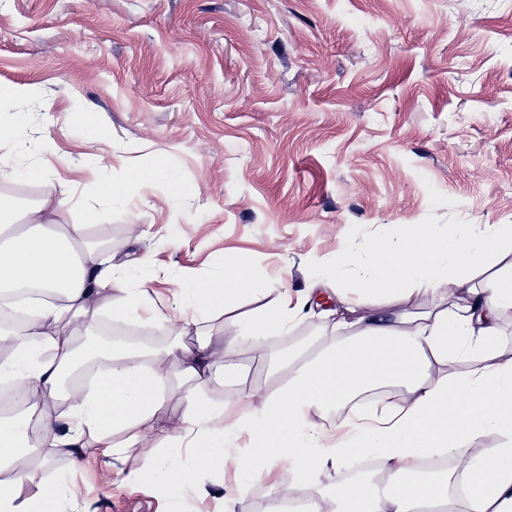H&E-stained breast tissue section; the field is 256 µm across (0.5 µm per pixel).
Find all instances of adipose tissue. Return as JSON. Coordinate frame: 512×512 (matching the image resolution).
<instances>
[{"instance_id":"1","label":"adipose tissue","mask_w":512,"mask_h":512,"mask_svg":"<svg viewBox=\"0 0 512 512\" xmlns=\"http://www.w3.org/2000/svg\"><path fill=\"white\" fill-rule=\"evenodd\" d=\"M70 197L46 192L23 206L0 192V288L34 283L58 292V299L32 301L28 310L29 343L10 346L0 363L26 399L56 404L65 400L66 373L85 365L86 347L77 339L87 333L88 316L103 309L100 297L119 280L111 256L87 247L97 214L66 223ZM512 241L511 224H488L478 234L463 229L441 236L423 224H402L390 235L366 244L368 265L357 267L351 253L336 259L337 277L352 279L353 293L337 292L345 308L366 310L357 323L337 322L336 342L296 364L288 379L260 388L240 379V410L211 406L205 392L224 371L218 350L232 352L242 336H284L293 310L287 293L246 316L236 318V335L223 345L212 340L177 344L171 353L180 363L182 382L193 391L185 396V416L169 437L163 469L145 468V475L169 496H177L196 472L233 465L240 481L274 468L291 470L292 488L307 495L317 474L353 457L373 458L388 478L339 483L327 490L336 512H512V362L497 360L498 321L512 310V262L483 281L475 273L505 252ZM463 290L457 304L412 316L379 312L419 289L438 293ZM249 259L225 257L219 275L197 283H176L177 306L206 316L231 310L244 296H263ZM105 364L94 387L80 393V406L70 415V445L94 434L115 453L120 437L145 438L174 388L170 379L141 355L114 349L102 355ZM453 359L469 362L468 371L449 374ZM403 389L402 398L376 402L371 420L358 422L361 398L388 387ZM336 407L351 414L340 434L325 443L311 418ZM250 445L243 456L229 451L241 432ZM498 444L479 455L469 450L487 434ZM27 424L0 418V512H56L68 486L49 481L42 465L30 464ZM452 456L462 462V495H453L447 469L423 477L422 463ZM36 492L21 497L22 486Z\"/></svg>"}]
</instances>
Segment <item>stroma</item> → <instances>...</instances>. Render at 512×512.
Returning <instances> with one entry per match:
<instances>
[{
	"label": "stroma",
	"mask_w": 512,
	"mask_h": 512,
	"mask_svg": "<svg viewBox=\"0 0 512 512\" xmlns=\"http://www.w3.org/2000/svg\"><path fill=\"white\" fill-rule=\"evenodd\" d=\"M1 82L39 101L20 115L0 103V160L34 172L0 176V189L68 192L75 221L97 211L89 241L123 281L112 322L159 332L155 367L173 378L171 338H224L234 314L260 305L176 309L173 281L217 275L225 255L296 294L397 224H512V0H0ZM105 163L118 181L164 170L105 203L90 186ZM137 288L140 319L122 312ZM335 307L320 285L292 332L330 338ZM253 343L240 338L212 404L234 406L237 372L259 386L286 375L258 364ZM183 411L168 400L152 436L120 453L88 437L52 457L50 477L80 489L57 512L86 499L100 512H224L234 468L199 472L174 498L131 478L163 466Z\"/></svg>",
	"instance_id": "35a3bbf8"
}]
</instances>
